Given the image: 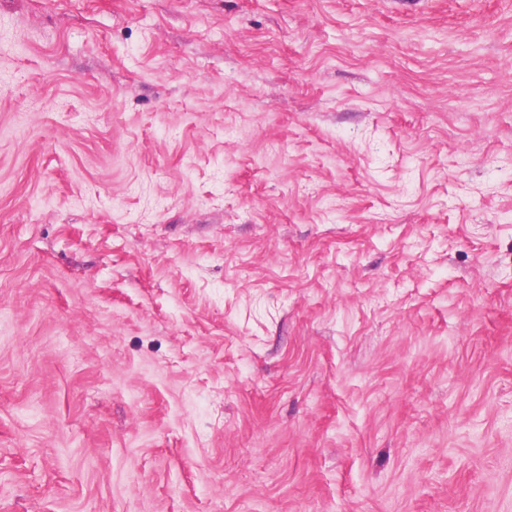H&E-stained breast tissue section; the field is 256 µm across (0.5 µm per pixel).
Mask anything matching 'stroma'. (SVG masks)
Instances as JSON below:
<instances>
[{
  "mask_svg": "<svg viewBox=\"0 0 512 512\" xmlns=\"http://www.w3.org/2000/svg\"><path fill=\"white\" fill-rule=\"evenodd\" d=\"M0 512H512V0H0Z\"/></svg>",
  "mask_w": 512,
  "mask_h": 512,
  "instance_id": "1",
  "label": "stroma"
}]
</instances>
